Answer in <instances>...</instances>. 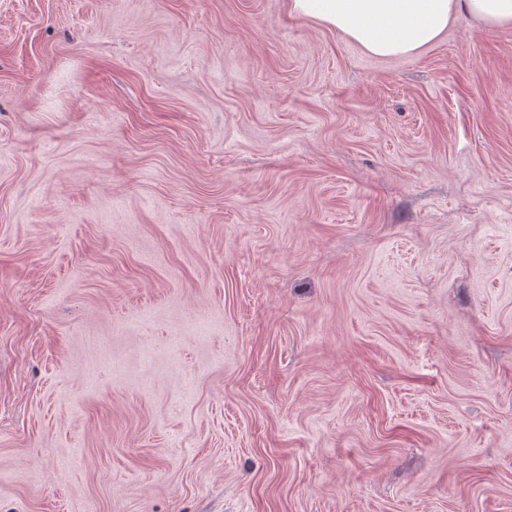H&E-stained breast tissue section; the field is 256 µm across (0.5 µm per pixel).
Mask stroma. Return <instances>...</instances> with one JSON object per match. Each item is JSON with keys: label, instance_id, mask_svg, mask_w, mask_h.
<instances>
[{"label": "stroma", "instance_id": "35a3bbf8", "mask_svg": "<svg viewBox=\"0 0 512 512\" xmlns=\"http://www.w3.org/2000/svg\"><path fill=\"white\" fill-rule=\"evenodd\" d=\"M0 512H512V26L0 0Z\"/></svg>", "mask_w": 512, "mask_h": 512}]
</instances>
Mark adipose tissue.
I'll list each match as a JSON object with an SVG mask.
<instances>
[{"label":"adipose tissue","mask_w":512,"mask_h":512,"mask_svg":"<svg viewBox=\"0 0 512 512\" xmlns=\"http://www.w3.org/2000/svg\"><path fill=\"white\" fill-rule=\"evenodd\" d=\"M289 9L378 57L417 53L461 15L487 27L512 26V0H289Z\"/></svg>","instance_id":"obj_1"}]
</instances>
